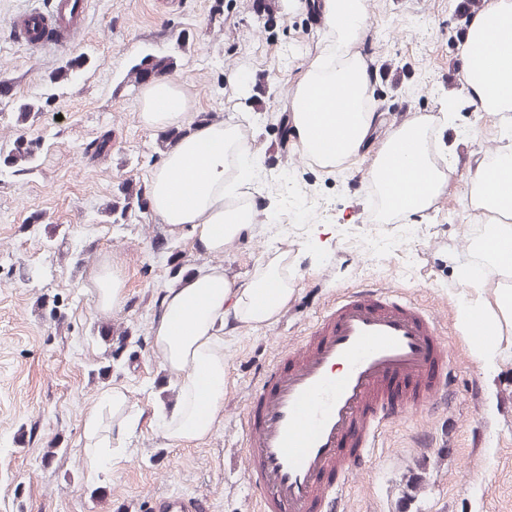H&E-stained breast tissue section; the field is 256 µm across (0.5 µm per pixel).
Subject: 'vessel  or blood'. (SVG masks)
I'll use <instances>...</instances> for the list:
<instances>
[{
	"label": "vessel or blood",
	"mask_w": 512,
	"mask_h": 512,
	"mask_svg": "<svg viewBox=\"0 0 512 512\" xmlns=\"http://www.w3.org/2000/svg\"><path fill=\"white\" fill-rule=\"evenodd\" d=\"M87 0L16 13L33 50L64 49ZM453 355L439 316L391 285L344 290L260 375L240 421L258 512H339L380 429L447 403ZM154 512H203L196 498H156Z\"/></svg>",
	"instance_id": "obj_1"
}]
</instances>
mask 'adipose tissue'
I'll use <instances>...</instances> for the list:
<instances>
[{
    "label": "adipose tissue",
    "instance_id": "1",
    "mask_svg": "<svg viewBox=\"0 0 512 512\" xmlns=\"http://www.w3.org/2000/svg\"><path fill=\"white\" fill-rule=\"evenodd\" d=\"M322 8L335 30V42L327 59L307 70L288 109L302 151L321 166L334 167L360 153L374 123L368 73L349 52L367 25V15L362 0H323ZM462 56L464 96L475 111L512 112V0H489L472 17ZM340 88L348 92L341 103L336 100ZM139 118L149 129L186 130L151 174L152 213L171 233L191 230L201 252L223 254L253 222V210L240 195L255 157L241 148L236 127L191 124L180 91L166 76L144 89ZM399 164H413L424 172L426 189H394L387 174ZM369 179L387 212L408 216L429 206L447 181V169L428 152L423 119L393 133L375 157ZM468 200L489 218L479 255L492 272L512 276V154L475 167ZM461 279L465 291L460 318L466 324L482 320L483 335L476 338L473 351L487 370H494L504 345H512V289L492 287L484 275L465 273ZM294 294L284 252L240 284L212 266L164 289L151 332L155 351L179 383L176 403L157 416L164 438L190 443L213 433L224 413L225 331L277 321ZM141 417L125 387L105 390L81 423L84 464L95 472L111 470L115 443L131 435Z\"/></svg>",
    "mask_w": 512,
    "mask_h": 512
}]
</instances>
